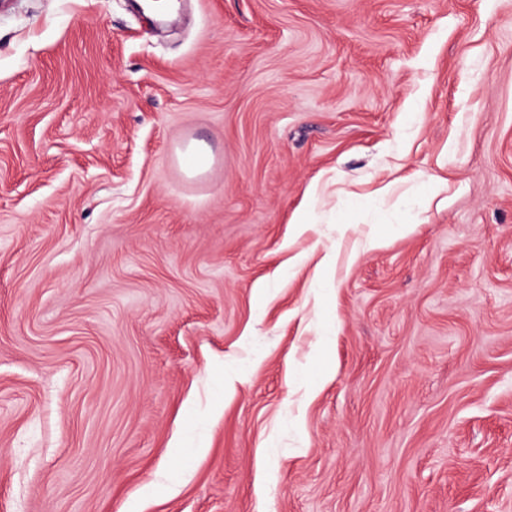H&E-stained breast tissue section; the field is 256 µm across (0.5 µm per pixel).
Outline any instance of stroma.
<instances>
[{"instance_id": "stroma-1", "label": "stroma", "mask_w": 512, "mask_h": 512, "mask_svg": "<svg viewBox=\"0 0 512 512\" xmlns=\"http://www.w3.org/2000/svg\"><path fill=\"white\" fill-rule=\"evenodd\" d=\"M0 512H512V0H0ZM182 159H185V169L190 174H198L209 165L211 154L205 146L193 143L181 155Z\"/></svg>"}]
</instances>
